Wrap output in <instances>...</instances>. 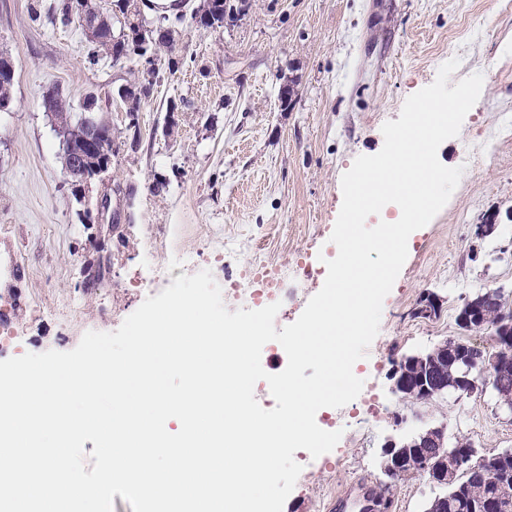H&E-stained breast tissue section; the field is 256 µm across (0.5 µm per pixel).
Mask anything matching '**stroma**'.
Wrapping results in <instances>:
<instances>
[{"instance_id":"35a3bbf8","label":"stroma","mask_w":512,"mask_h":512,"mask_svg":"<svg viewBox=\"0 0 512 512\" xmlns=\"http://www.w3.org/2000/svg\"><path fill=\"white\" fill-rule=\"evenodd\" d=\"M61 0H0V51L16 63L13 104L0 112V313L34 353L74 349L90 330L112 332L143 302L132 283L156 279L158 262L195 255L214 279L259 264L295 271L306 263V296L322 287L325 257L342 205L341 177L360 155L378 153L382 125L398 120L405 100L432 84L439 67L460 57L449 81L474 73L484 81L459 134L438 149L440 162L462 167L465 153L496 132L494 154L466 170L447 204L408 239V257L382 307L372 343L378 365L353 372L386 405L372 431L334 409L344 457L332 467L306 458L283 512H326L335 496L360 483L377 486L387 440L422 424L446 426L476 448H512V412L491 393L431 402L393 390L395 360L459 338L455 316L479 288H500L512 306V0H249L237 22L218 32L184 27L183 63L165 72L142 103L138 146H130L114 97L130 66L101 57L86 62L82 31L63 25ZM293 85L290 105L279 87ZM56 86L80 107L99 98L101 117L122 141L103 181L114 185L118 226L86 224L64 183L62 146L41 105ZM167 182L155 190L156 179ZM491 221L496 232L475 236ZM235 248L212 262L210 241ZM110 271L85 284L87 262ZM442 302L436 317H417L422 295ZM77 301L70 311L68 301Z\"/></svg>"}]
</instances>
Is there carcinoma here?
<instances>
[{"label":"carcinoma","instance_id":"1","mask_svg":"<svg viewBox=\"0 0 512 512\" xmlns=\"http://www.w3.org/2000/svg\"><path fill=\"white\" fill-rule=\"evenodd\" d=\"M95 7L90 0H66L60 8L61 21L80 25L84 12L98 14L99 25L90 37L93 48L88 62L95 65L99 52L103 51L114 63L130 61L137 66V75L128 84L130 93L137 94L135 104L139 105L151 98L158 83L160 71L155 61L162 57H173L176 47L173 41L159 39L147 45L140 44L130 37L124 42L112 41L116 23L133 33L130 26L138 11L135 0H117L115 8ZM248 7V0H203L198 10L191 15V24L205 30L224 27L226 13L238 15ZM55 121L58 133L63 138L64 165L79 154H88L86 145L87 122L95 121L101 137L96 152L91 155L94 165L112 162L119 154L122 143L112 137V128L98 117L99 106L96 95L90 93L81 105V111H72L67 98L53 92V98L45 106ZM512 323V308L507 306L499 288H485L472 294L464 301L456 315L457 326L465 332L486 333L492 343H499L503 349L498 352L496 362H485L486 348L468 341L449 339L442 342L448 348V361L440 359L430 365L427 379L421 380L416 367L406 365L402 395L416 401H431L446 394L469 395L460 385L450 383L453 362L462 360L471 366L470 377L480 382L485 377L495 375V383L507 381L512 389V354L508 353L506 335L502 327ZM463 460V466L453 480H448V450ZM379 498L385 500L395 483L411 474L424 475L436 483L437 490L425 502V512H494L500 503L512 501V449L492 453H480L471 442L462 436H446L445 447L426 448L418 443L411 448H397L392 457H383Z\"/></svg>","mask_w":512,"mask_h":512}]
</instances>
